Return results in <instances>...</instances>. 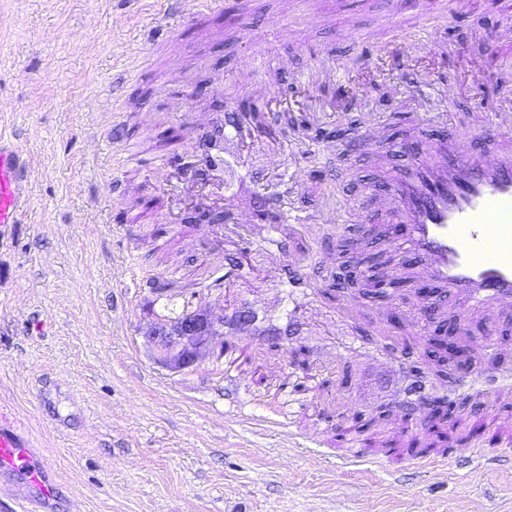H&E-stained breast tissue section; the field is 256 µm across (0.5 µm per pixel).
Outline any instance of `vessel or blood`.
<instances>
[{
	"mask_svg": "<svg viewBox=\"0 0 512 512\" xmlns=\"http://www.w3.org/2000/svg\"><path fill=\"white\" fill-rule=\"evenodd\" d=\"M430 25L427 52L448 56L439 29L462 11L483 10L485 0H415ZM498 21L482 40L490 53L512 52V0H497ZM346 64L323 69L322 78L346 89L338 111L363 95V83L347 79ZM440 77L425 81L414 96L410 119L418 137L405 142L406 160L394 167L382 161V190L375 210L345 203L341 211L306 216L309 224H334L354 218L363 224L394 225L388 241L402 255V269L438 287L435 307L458 300L464 307L456 318L471 323L489 307L512 308V114L501 115L494 100L480 101L478 126L457 137H441L424 144L421 134L432 122V101L446 93ZM27 147L17 139L0 137V234L20 223L28 199ZM474 434L512 447V420L489 411L474 423ZM51 465L35 455L30 438L17 424L0 417V477L13 476L38 488L37 505L46 508L56 497Z\"/></svg>",
	"mask_w": 512,
	"mask_h": 512,
	"instance_id": "obj_1",
	"label": "vessel or blood"
}]
</instances>
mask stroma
I'll return each mask as SVG.
<instances>
[{
    "instance_id": "obj_1",
    "label": "stroma",
    "mask_w": 512,
    "mask_h": 512,
    "mask_svg": "<svg viewBox=\"0 0 512 512\" xmlns=\"http://www.w3.org/2000/svg\"><path fill=\"white\" fill-rule=\"evenodd\" d=\"M232 7L255 14L258 29L238 35L218 12L187 17L149 55L141 34L162 16L163 0H0V131L33 145L28 206L0 241V409L52 465L58 495L49 512H512V454L496 447L346 455L339 419L365 421L377 406L433 389L419 358L364 339L362 328L387 320L385 304L348 314L319 294L343 262L346 223H283L274 234L259 221L289 176L306 214L368 199L372 159L349 139H323L336 125L390 124L377 150L399 158L404 132L391 120L410 111L412 92L390 57L372 53L379 78L362 112L332 111L335 86L293 80L325 57L359 78L348 34L380 23L388 0H324L311 24L287 0ZM494 22L482 11L449 20L444 36L460 52L444 66L421 61L456 86L441 106L449 135L466 129L482 95L512 106V89L491 84L481 94L465 80L471 68L491 73L512 62L465 40ZM292 27L300 41H289ZM258 41L267 65L243 68ZM246 85L269 88L306 130L225 141L208 203L231 207L237 228L188 222L194 204L175 167L160 163L170 136L215 125ZM116 134L132 161L114 151ZM154 205L162 208L155 221L120 224L121 212ZM228 256L239 263L230 273ZM153 276L180 293L153 299ZM244 304L258 326L293 323L294 344L311 352L304 371L255 336H226L248 343L266 368L281 394L278 413L254 397L249 377L225 379L223 364L209 361L169 371L143 337L157 314L175 317L187 305L229 314ZM314 374L323 385L311 392ZM506 387L512 379L460 387L461 417L491 405L512 417V404L494 402Z\"/></svg>"
}]
</instances>
